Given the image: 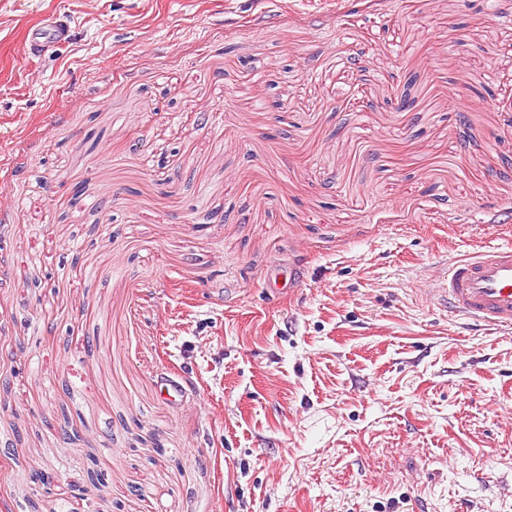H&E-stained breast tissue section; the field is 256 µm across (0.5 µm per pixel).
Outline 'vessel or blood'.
I'll use <instances>...</instances> for the list:
<instances>
[{
    "label": "vessel or blood",
    "instance_id": "1",
    "mask_svg": "<svg viewBox=\"0 0 512 512\" xmlns=\"http://www.w3.org/2000/svg\"><path fill=\"white\" fill-rule=\"evenodd\" d=\"M70 39V29L49 15L28 30L25 45L28 52L42 53ZM432 294L450 313L472 325L511 330L512 245H475L449 263Z\"/></svg>",
    "mask_w": 512,
    "mask_h": 512
}]
</instances>
